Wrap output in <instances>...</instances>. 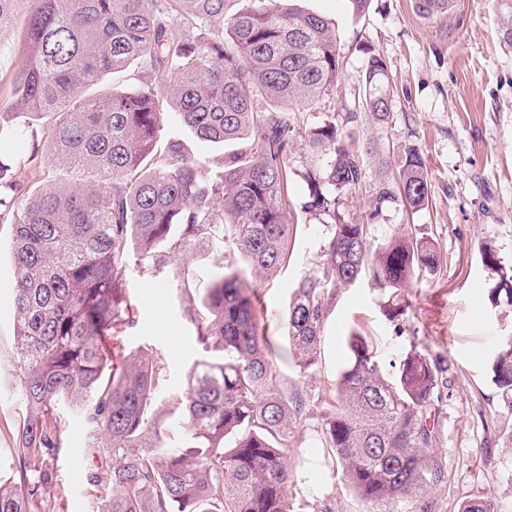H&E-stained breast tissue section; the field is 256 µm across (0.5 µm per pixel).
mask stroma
<instances>
[{
  "mask_svg": "<svg viewBox=\"0 0 512 512\" xmlns=\"http://www.w3.org/2000/svg\"><path fill=\"white\" fill-rule=\"evenodd\" d=\"M301 9L324 17L336 29L345 70L327 105L296 113L305 131L348 111L358 92L369 54L380 55L394 87L388 126L354 124L361 140L389 145L398 161L407 144L418 145L431 181L427 207L411 211L399 202L375 208L380 180L375 160L365 158L359 190L342 197L346 220L372 222L375 241L406 224L434 243L440 272L413 283L402 324L383 314L387 299L372 280L340 289L328 309L317 365L307 375L281 371L288 391L311 396L308 417L296 426L291 459L294 512H370L369 505L328 461L320 433L319 398L335 384L351 333L365 336L384 363H394L419 343L446 361L449 371L435 417V452L446 464L442 483L399 512H460L467 500L494 503L512 512V409L504 403L491 370L499 342L512 336V306L495 304L490 291L498 277L483 265L491 246L502 266L512 269V0H455L452 16L425 19L412 0H370L355 15L349 0H300ZM306 185L294 179L288 191V257L279 274L260 290L262 330L287 345L283 314L298 279L320 259L328 217L303 209ZM13 226L0 222V478L16 477L15 427L25 413L14 341ZM187 273L177 280L128 263L125 286L138 310L135 327L120 332L129 350L153 349L166 363L162 396L171 399L201 355L194 327L182 316L183 288L203 289L221 268L241 267L232 244L201 246L177 260ZM66 446L51 460L52 480L37 492L42 512H99L88 490L93 467L88 430L66 409Z\"/></svg>",
  "mask_w": 512,
  "mask_h": 512,
  "instance_id": "stroma-1",
  "label": "stroma"
}]
</instances>
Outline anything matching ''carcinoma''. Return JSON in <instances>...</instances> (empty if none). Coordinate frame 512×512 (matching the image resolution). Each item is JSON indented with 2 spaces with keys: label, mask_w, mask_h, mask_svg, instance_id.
<instances>
[{
  "label": "carcinoma",
  "mask_w": 512,
  "mask_h": 512,
  "mask_svg": "<svg viewBox=\"0 0 512 512\" xmlns=\"http://www.w3.org/2000/svg\"><path fill=\"white\" fill-rule=\"evenodd\" d=\"M26 63L9 82L0 112V152L17 119L55 117L14 162L0 161V221L13 224L14 321L26 411L17 428L19 484L0 481V512H36L35 487L64 448L58 410H75L102 460L89 478L100 512H294L293 426L308 397L280 384L277 358L304 376L318 363L329 298L367 276L389 294L388 320L407 315L403 293L436 275L435 246L403 226L381 243L370 224L339 212L343 194L365 178L363 158L381 151L345 130L361 118L298 132L294 108L319 103L342 64L336 30L296 0H251L226 15V0H0V34L19 2ZM137 68L138 85L107 90V74ZM166 78L160 87L152 83ZM393 87L386 63L368 58L358 102L373 123H389ZM200 141L246 140L211 175L165 124ZM324 161L289 166L298 137ZM84 183H42L43 145ZM308 190L305 210L332 220L320 261L292 288L284 315L288 350L257 320L255 283L286 262L288 190ZM429 205L422 151L403 149L376 205ZM231 230L245 266L214 276L202 295L184 289L183 317L207 358L187 375L177 424L157 395L165 363L126 352L116 333L137 313L126 294L130 255L156 271ZM485 266L499 276L492 303L512 305V277L494 250ZM336 385L321 398V431L332 462L372 512H395L443 482L430 427L445 361L412 346L388 371L365 338L352 334ZM493 380L512 408V336L501 341ZM30 488L23 494L18 485Z\"/></svg>",
  "instance_id": "carcinoma-1"
}]
</instances>
